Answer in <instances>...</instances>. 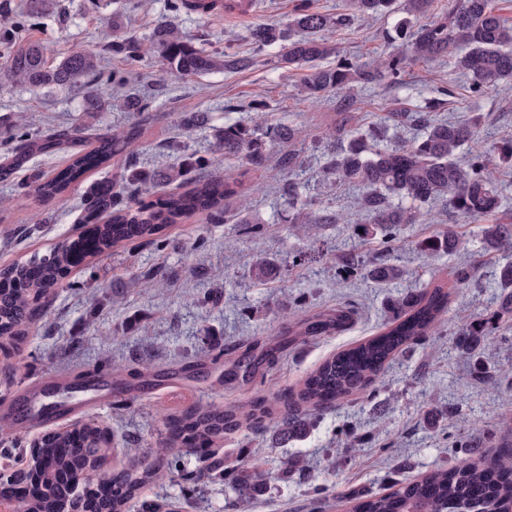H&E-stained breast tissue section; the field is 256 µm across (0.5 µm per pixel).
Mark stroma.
<instances>
[{
  "label": "stroma",
  "mask_w": 512,
  "mask_h": 512,
  "mask_svg": "<svg viewBox=\"0 0 512 512\" xmlns=\"http://www.w3.org/2000/svg\"><path fill=\"white\" fill-rule=\"evenodd\" d=\"M296 4L255 0L250 12L205 17L172 12L168 0H112L104 9L97 0H54L49 11L28 19L26 39L43 43L56 62L83 47L96 52L106 70H123L127 60L113 53L114 36L143 43L157 22L166 20L197 48L229 51L251 63L179 78L161 74L157 58L143 55L128 89L148 101L144 116L114 105L108 94L91 108L76 91H33L0 78V131L22 114L30 117L35 133L73 126L103 134L139 121L143 133L133 157L92 172L87 183L114 182L129 169L156 175L158 191L168 192L175 185L165 181L164 172L191 154L209 161L194 171V178L241 171L246 178L243 196L224 203L225 222L195 216L168 229L163 248L135 241L74 269L28 336H11L0 345V416L26 403L34 390H53L55 401L66 406L54 419L15 427L10 456L0 457V467L28 459L45 433L95 422L106 429L104 469L126 467L134 455H179L185 463L184 471L141 489L128 503L129 512H310L317 500L323 512H349L352 494L382 492L391 480H414L464 457L471 436H478L490 453L502 440H512V403L506 394L476 380L450 336H434L389 364L378 394H357L326 410L301 438L276 442L271 433L242 429L207 447L212 462L233 471L242 465L238 450L248 438L262 449L258 463L263 471L276 473L286 457L298 456L308 464L304 478H275L263 495L244 502L221 483L207 485L192 501L182 495L197 458L185 454L183 446L170 445L166 416L200 406H247L269 388L290 393L326 358L374 336L392 297L417 293L431 278L449 276L460 265L487 276L503 260L476 242L480 224L455 222L444 213L440 222L453 224L470 239L469 250L422 256L407 242L435 232L436 226L404 224L395 243L394 261L403 271L396 283L376 285L341 272L337 258L353 245L352 227L361 223L362 214L354 191L324 180L319 136L334 126L367 128L388 112L429 108L440 119L482 114L486 144L512 139V83L476 95L451 63L417 61L408 68L407 87L385 80L357 88L349 101L338 94L308 100L301 91L303 71L279 60L282 44L257 52L251 40L258 25L287 28ZM406 19L401 9L358 16L330 32L329 39L339 58L383 61L399 47L395 31ZM198 112L208 114L207 123L193 124ZM256 121L298 129V137L270 146L274 153L295 155V169L277 173L252 166L246 157L225 155L219 146L225 124ZM65 160L61 152L36 154L0 175V266L46 253L57 241L84 231L87 184L45 202L25 188L33 174H51ZM289 178L319 193L326 209L340 217L319 239L304 237L290 222L293 211L282 194ZM244 216L261 226V234L238 235L236 223ZM192 249L197 259L185 264L183 256ZM262 259L272 260L277 271L260 282L254 265ZM149 270L161 271L162 285L144 280ZM303 292L309 295V314H328L347 302L358 304L360 313L343 332L306 339L289 335L288 318ZM502 295V289L479 283L452 298L450 314H493ZM250 341L274 349V364L264 366L261 379L231 376ZM219 352L224 355L220 361L215 358ZM428 402L443 410L459 406L475 419V427L443 417L435 427L423 428L419 421ZM354 428L373 432L376 447H348L346 434Z\"/></svg>",
  "instance_id": "obj_1"
}]
</instances>
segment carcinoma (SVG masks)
Segmentation results:
<instances>
[{
    "mask_svg": "<svg viewBox=\"0 0 512 512\" xmlns=\"http://www.w3.org/2000/svg\"><path fill=\"white\" fill-rule=\"evenodd\" d=\"M50 4L51 0H24L23 14L15 21L12 34L19 36L24 28L23 19L48 10ZM214 5L213 0H197L193 4L189 0H171L175 12H205ZM394 5L395 0H351L349 12L333 15L313 11L307 0H300L291 19L299 36L288 39L281 63L308 71L304 87L314 99L331 92L350 94L354 84L372 85L386 75L401 85L410 61L436 62L445 57L469 81L474 93L512 82V21L504 20L492 0H448L445 17L401 32L406 47L390 55L383 68L370 63L358 66L347 59L332 68L320 66L322 60L335 53L327 39L330 31L345 25L355 13L390 11ZM283 40L285 32L276 26L259 25L252 30V41L258 51ZM150 47L161 57L166 73L181 78L197 76L217 66L238 69L250 63L244 57L206 53L165 21L154 28ZM0 71L17 86L32 90H79L90 102L99 99L106 85L120 87L126 83V77L118 72L102 77L98 55L85 48H75L49 66L44 47L38 43L18 47L0 62ZM411 122L424 126V133L403 142L398 128ZM481 124L478 114L466 120L434 121L428 112H390L364 132L330 134L336 143L324 151V177L361 190L358 205L364 212L365 223L353 225V233L362 243L379 237L385 245V250L369 256L356 249L342 253L339 262L345 270L359 272L375 283L400 279V268L389 259L396 227L434 223L432 209L439 205L458 219L485 222L481 230L485 247L512 251V222L498 219L503 200L489 170L495 158L512 164V141L493 144L481 154L461 155L464 147L479 139ZM17 129L20 133L15 136L16 145L4 167L6 174L35 153H68L63 168L48 176L36 174L28 184L33 193L46 201L63 196L90 172L108 167L112 160L129 153L142 134V124L135 123L116 134L98 135L88 145L76 129L51 130L35 137L23 125ZM284 135L291 138L295 130L263 124L227 125L224 154L243 155L256 167L272 162L277 169L286 171L296 164L295 156L282 154L274 158L267 149L269 143ZM207 163L203 157L190 155L167 175L170 180L190 184L183 192L157 195L151 177L141 172L124 175L120 192L114 193L112 186L102 183L89 186L85 198L88 216L107 213L106 222L96 228L97 248L87 255L89 261L124 247L128 241L162 243L168 228L196 215L221 220L224 201L241 193L245 175L189 178L196 168ZM282 191L296 211L294 223L301 225L308 237L315 238L326 225L338 223L335 215L316 211L318 198L303 194L298 183L288 181ZM465 245L464 238L451 226L409 242L410 247L428 254L456 253ZM78 246V241L67 238L45 254L34 253L0 269L1 336H23L35 324L73 266ZM476 275L474 268L458 266L448 283L434 278L415 294L391 299V317L385 328L324 360L296 391L281 401L283 409L279 412H273L265 399L256 400L248 411L238 406L191 409L168 420L169 440L209 442L242 428L263 432L267 420L277 423L283 438L302 434L324 410L378 385L386 365L396 355L439 333L452 295L469 288ZM493 280L502 288H512V260L495 267ZM305 305L306 296L302 295L293 322L295 336H319L339 329L358 312L356 305L347 303L336 309L335 316L323 319L308 316ZM511 317L512 295L490 316L455 320L451 331L455 350L466 360L481 358L486 343L499 329V321ZM78 435L79 447L75 449L70 448V430L48 433L32 448L28 464L17 470L16 478L38 481L42 493L36 498L17 500L13 512H60L71 492L64 491L59 476L100 466L104 430L95 424H85ZM45 458L52 460V468L41 467ZM249 467L246 463L230 476L242 499L264 486L249 472ZM163 476L162 467L149 460L112 471L109 480L117 493L103 508L108 512H126L128 502L141 488ZM351 512H512V441L500 443L494 454L484 452L481 442L471 441L465 457L418 480L397 483L389 493L354 498Z\"/></svg>",
    "mask_w": 512,
    "mask_h": 512,
    "instance_id": "cac0c4a2",
    "label": "carcinoma"
}]
</instances>
